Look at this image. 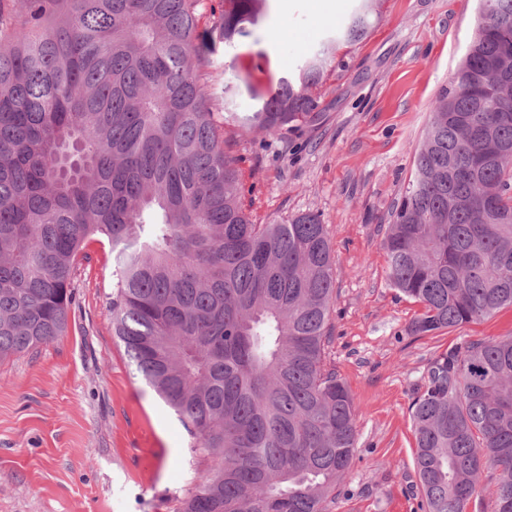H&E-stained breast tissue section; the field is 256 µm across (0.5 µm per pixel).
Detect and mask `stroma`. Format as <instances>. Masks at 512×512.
Here are the masks:
<instances>
[{
	"mask_svg": "<svg viewBox=\"0 0 512 512\" xmlns=\"http://www.w3.org/2000/svg\"><path fill=\"white\" fill-rule=\"evenodd\" d=\"M266 0L232 49L217 46L224 109L257 111L279 79L348 20L337 0ZM478 0H382L370 35L340 47L321 122L289 143L236 130L241 194L259 224L319 214L337 271L327 360L356 411L351 464L332 512H424L411 406L430 363L461 343L512 336V308L414 336L418 304L393 288L383 241L432 105L475 34ZM63 336L0 361V512H177L207 464L112 334L109 249L89 242Z\"/></svg>",
	"mask_w": 512,
	"mask_h": 512,
	"instance_id": "stroma-1",
	"label": "stroma"
}]
</instances>
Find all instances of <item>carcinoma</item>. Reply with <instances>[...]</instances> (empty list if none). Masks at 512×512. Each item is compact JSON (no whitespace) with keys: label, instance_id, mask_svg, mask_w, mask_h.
<instances>
[{"label":"carcinoma","instance_id":"carcinoma-1","mask_svg":"<svg viewBox=\"0 0 512 512\" xmlns=\"http://www.w3.org/2000/svg\"><path fill=\"white\" fill-rule=\"evenodd\" d=\"M264 0H0V360L67 329L92 240L112 258V329L176 414L207 475L178 512H331L356 447L325 361L336 260L319 215L252 221L216 92ZM378 0L245 118L267 136L317 124L336 49ZM205 22L204 35L198 34ZM512 0H479L475 35L436 97L387 225L393 288L433 335L512 307ZM425 512H467L500 471L512 512V336L438 356L411 407Z\"/></svg>","mask_w":512,"mask_h":512}]
</instances>
